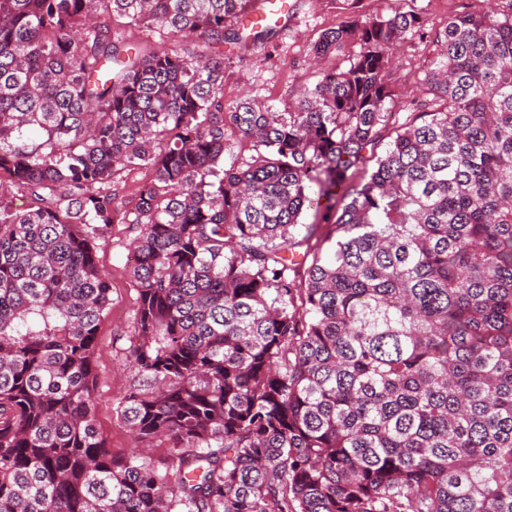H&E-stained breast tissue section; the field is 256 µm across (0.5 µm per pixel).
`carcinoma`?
I'll list each match as a JSON object with an SVG mask.
<instances>
[{"label": "carcinoma", "mask_w": 512, "mask_h": 512, "mask_svg": "<svg viewBox=\"0 0 512 512\" xmlns=\"http://www.w3.org/2000/svg\"><path fill=\"white\" fill-rule=\"evenodd\" d=\"M256 2L0 0V512H512V0L448 17L370 170L421 14L331 0L351 21L311 57L342 63L290 112L227 108L224 42L275 32L227 29ZM114 224L122 456L93 405ZM134 235L128 224H114L98 249V259L109 274L112 292L95 352L94 401L98 424L113 455L126 454L132 448L130 433L119 418L117 407L133 384L126 358L134 338L131 332L138 298L130 272L134 262L129 244Z\"/></svg>", "instance_id": "obj_1"}]
</instances>
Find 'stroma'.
I'll return each mask as SVG.
<instances>
[{
  "label": "stroma",
  "mask_w": 512,
  "mask_h": 512,
  "mask_svg": "<svg viewBox=\"0 0 512 512\" xmlns=\"http://www.w3.org/2000/svg\"><path fill=\"white\" fill-rule=\"evenodd\" d=\"M413 6L424 20L425 36L404 44L391 59L396 97L390 110L400 123L409 118L412 100L422 95L421 80L433 56L430 36L443 29L450 15L486 8L484 0H414ZM349 19L347 11L334 7L329 0H288V20L269 39L242 50L225 46V105L253 100L287 111L296 90L318 79L315 68L306 62L312 44L323 30L346 24ZM133 236L129 225H113L98 249L112 292L95 352L94 401L98 423L116 455L127 453L132 446L117 407L133 384L127 366L138 298L131 277L133 254L129 244Z\"/></svg>",
  "instance_id": "stroma-1"
}]
</instances>
